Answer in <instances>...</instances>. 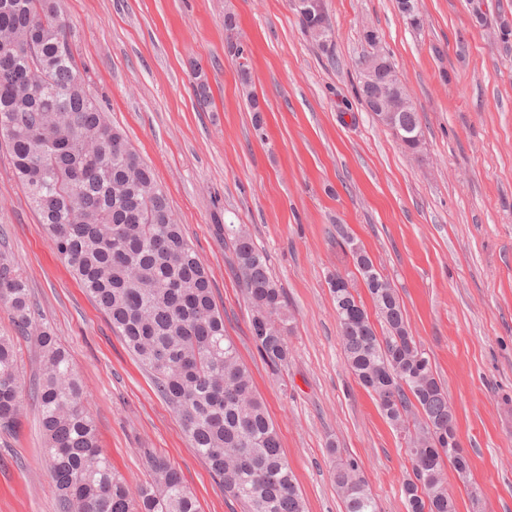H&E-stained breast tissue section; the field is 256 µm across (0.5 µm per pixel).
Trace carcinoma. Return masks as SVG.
<instances>
[{
    "instance_id": "cac0c4a2",
    "label": "carcinoma",
    "mask_w": 512,
    "mask_h": 512,
    "mask_svg": "<svg viewBox=\"0 0 512 512\" xmlns=\"http://www.w3.org/2000/svg\"><path fill=\"white\" fill-rule=\"evenodd\" d=\"M56 0H0V143L52 247L108 316L112 329L177 413L198 454L245 512H307L296 477L249 370L224 327V312L198 255L172 216L152 168L89 92ZM382 324L348 288L330 289L348 370L405 439L416 480L402 493L407 512H456L447 466L464 478L469 462L448 447L456 429L448 394L412 336L396 289L344 233ZM262 357L288 362L287 303L267 257L240 226L224 225ZM0 302L16 333L34 341L41 377L31 391L40 415L57 512H198L167 460L131 491L112 470L68 350L39 313L25 281L0 252ZM15 337L0 336V432L24 409ZM345 512H378L356 459L333 472Z\"/></svg>"
}]
</instances>
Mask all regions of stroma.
<instances>
[{
    "label": "stroma",
    "instance_id": "35a3bbf8",
    "mask_svg": "<svg viewBox=\"0 0 512 512\" xmlns=\"http://www.w3.org/2000/svg\"><path fill=\"white\" fill-rule=\"evenodd\" d=\"M58 3L91 94L153 168L209 272L308 512H343L331 478L340 457L358 461L380 512H407L404 442L343 359L328 277L356 271L340 225L396 289L448 391L470 459L467 479L447 473L457 512H512V40L479 26L468 0H421L417 28L395 0H326L334 35L324 48L289 0ZM228 12L239 58L226 46ZM367 24L416 103L419 154L406 153L358 97ZM243 61L262 113L247 105ZM257 120L265 137L255 134ZM228 224L243 225L264 251L294 316L284 366L268 365L252 338L224 243ZM0 231L70 352L113 469L134 489L149 479V456L161 455L199 512H242L52 248L1 147ZM0 512H56L31 404L16 433H0Z\"/></svg>",
    "mask_w": 512,
    "mask_h": 512
}]
</instances>
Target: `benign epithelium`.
Returning <instances> with one entry per match:
<instances>
[{
    "instance_id": "benign-epithelium-1",
    "label": "benign epithelium",
    "mask_w": 512,
    "mask_h": 512,
    "mask_svg": "<svg viewBox=\"0 0 512 512\" xmlns=\"http://www.w3.org/2000/svg\"><path fill=\"white\" fill-rule=\"evenodd\" d=\"M290 4L296 13L311 20L309 30L315 36L331 37L333 26L325 0H290ZM396 5L406 21H420V0H396ZM363 38L367 50L360 61L358 80L372 89L365 105L379 123L392 131L399 141L414 145L418 153L423 146V136L402 122V113L416 111L414 99L384 50L376 28L365 25Z\"/></svg>"
}]
</instances>
